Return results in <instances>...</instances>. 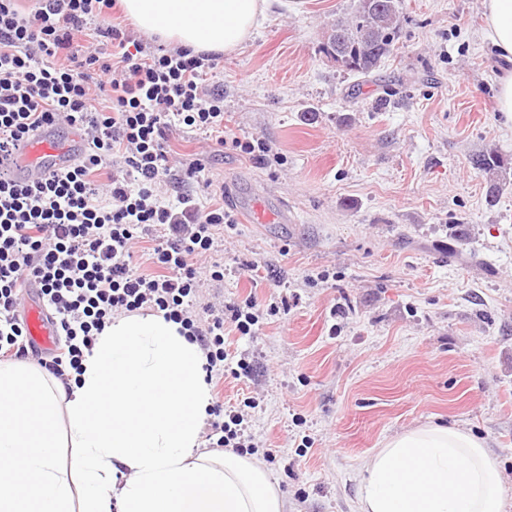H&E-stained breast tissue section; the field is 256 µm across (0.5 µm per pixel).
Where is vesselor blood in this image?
I'll return each mask as SVG.
<instances>
[{
    "instance_id": "1",
    "label": "vessel or blood",
    "mask_w": 512,
    "mask_h": 512,
    "mask_svg": "<svg viewBox=\"0 0 512 512\" xmlns=\"http://www.w3.org/2000/svg\"><path fill=\"white\" fill-rule=\"evenodd\" d=\"M86 142L87 137L81 131L74 132L67 139L39 132L17 147L11 156L0 157V171L24 174L29 181L38 180L45 173L69 166L75 158L76 146ZM19 314L35 351L55 348L58 324L40 295L31 292L23 295Z\"/></svg>"
}]
</instances>
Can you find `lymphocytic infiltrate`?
Here are the masks:
<instances>
[{
	"label": "lymphocytic infiltrate",
	"instance_id": "1",
	"mask_svg": "<svg viewBox=\"0 0 512 512\" xmlns=\"http://www.w3.org/2000/svg\"><path fill=\"white\" fill-rule=\"evenodd\" d=\"M19 0H0V156L44 126L84 130L89 147L66 172L27 184L0 174V348L25 350L19 316L22 282H35L65 338L48 366L56 379L80 371L85 350L116 312L151 310L180 323L206 354L207 372L224 367V324L244 336L259 321L254 300L226 308L199 304L194 261L210 254L215 229L233 223L212 190L186 193L201 159L175 160L173 127L185 125L265 161L260 138L225 140L224 95L209 88L212 54L163 46L147 49L115 25L102 28L111 59L90 46L74 54L88 22L108 17L115 0H39L22 16ZM108 91L99 105L96 91ZM111 166L107 182L94 180ZM158 275L134 269L133 248L153 229ZM206 438L213 448H245L243 414L215 403Z\"/></svg>",
	"mask_w": 512,
	"mask_h": 512
}]
</instances>
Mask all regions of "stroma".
<instances>
[{
    "label": "stroma",
    "mask_w": 512,
    "mask_h": 512,
    "mask_svg": "<svg viewBox=\"0 0 512 512\" xmlns=\"http://www.w3.org/2000/svg\"><path fill=\"white\" fill-rule=\"evenodd\" d=\"M356 4L266 0L215 69L227 137L271 152L224 147L205 179L244 201L273 189L293 221L218 226L198 267L201 302L263 308L255 335L225 324L254 372L215 374L212 398L254 399L244 437L287 512H357L364 461L429 422L484 439L512 503V184L488 202L470 162L512 165L483 0H403L365 84L322 51ZM231 146L242 154L249 156L253 160L264 162L268 154L271 152V148L268 143L261 138L252 139H239L237 137L232 138Z\"/></svg>",
    "instance_id": "35a3bbf8"
}]
</instances>
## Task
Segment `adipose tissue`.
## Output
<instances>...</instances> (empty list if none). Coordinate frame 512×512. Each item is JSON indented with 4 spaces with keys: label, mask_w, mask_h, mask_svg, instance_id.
I'll use <instances>...</instances> for the list:
<instances>
[{
    "label": "adipose tissue",
    "mask_w": 512,
    "mask_h": 512,
    "mask_svg": "<svg viewBox=\"0 0 512 512\" xmlns=\"http://www.w3.org/2000/svg\"><path fill=\"white\" fill-rule=\"evenodd\" d=\"M263 0H121L142 30L197 53H230ZM487 36L510 67L499 109L512 116V0H485ZM204 351L163 315L114 318L70 383L0 363V512H284L256 460L200 449L212 405ZM72 449L74 471L57 451ZM359 512H504L485 444L425 425L363 464Z\"/></svg>",
    "instance_id": "ef3b65f1"
}]
</instances>
